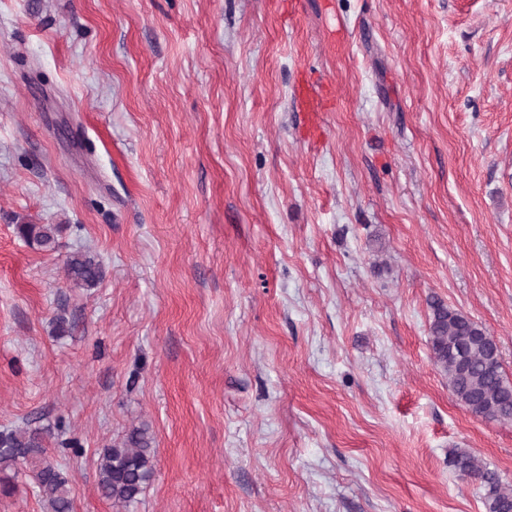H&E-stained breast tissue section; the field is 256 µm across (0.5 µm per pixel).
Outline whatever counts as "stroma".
<instances>
[{
  "label": "stroma",
  "instance_id": "stroma-1",
  "mask_svg": "<svg viewBox=\"0 0 512 512\" xmlns=\"http://www.w3.org/2000/svg\"><path fill=\"white\" fill-rule=\"evenodd\" d=\"M436 300L512 382V0H0V430L72 512L142 424L130 512H485ZM58 224H23L19 227L20 234L29 242L35 243L39 248L53 251L57 246L56 234L59 232ZM65 268L69 277L89 288L95 287L104 274L101 262L89 251L70 253ZM43 432L28 426L0 431V472L20 470L46 512H71L69 478L46 454Z\"/></svg>",
  "mask_w": 512,
  "mask_h": 512
}]
</instances>
